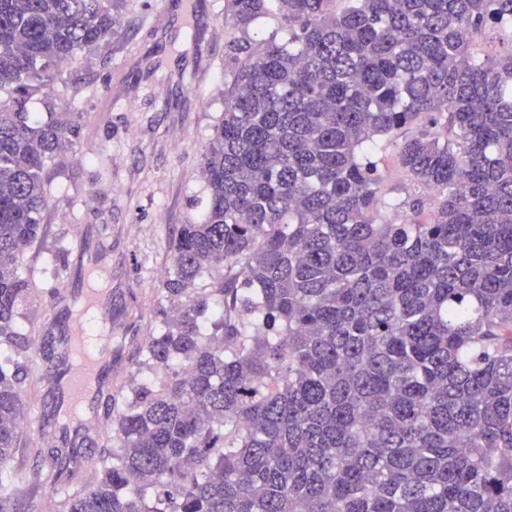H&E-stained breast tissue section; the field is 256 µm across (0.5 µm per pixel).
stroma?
<instances>
[{"mask_svg": "<svg viewBox=\"0 0 512 512\" xmlns=\"http://www.w3.org/2000/svg\"><path fill=\"white\" fill-rule=\"evenodd\" d=\"M112 36L82 54L61 77L76 97L35 98L32 111L75 112L73 149L49 166L51 196L40 245L28 250L23 276L36 286L27 305L31 338L47 333L55 306L49 289L77 288L59 280L49 262L78 233H112L106 259L113 309L125 310L118 336L156 335L172 303L161 292L172 266L169 238L179 224L199 223L207 192L201 154L224 117V0H126ZM384 190L401 200L422 189L400 173L396 149L381 140Z\"/></svg>", "mask_w": 512, "mask_h": 512, "instance_id": "1", "label": "stroma"}]
</instances>
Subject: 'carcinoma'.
<instances>
[{
	"label": "carcinoma",
	"instance_id": "cac0c4a2",
	"mask_svg": "<svg viewBox=\"0 0 512 512\" xmlns=\"http://www.w3.org/2000/svg\"><path fill=\"white\" fill-rule=\"evenodd\" d=\"M224 0L240 32L202 154L204 220L169 239L180 316L136 346L155 372L104 405L112 444L57 512H512V0ZM124 0H0V512L59 479L75 439L22 440L34 351L19 274L77 113L27 109L97 49ZM288 30L254 43L256 20ZM431 191L382 190L375 139ZM403 209L390 224L383 210ZM224 268L217 286L196 280ZM70 313L42 360L63 372ZM500 38H505V35L496 29L485 31L478 36L474 46V53L483 58L508 53L511 49V42L502 41Z\"/></svg>",
	"mask_w": 512,
	"mask_h": 512
}]
</instances>
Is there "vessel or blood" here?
I'll list each match as a JSON object with an SVG mask.
<instances>
[{
  "mask_svg": "<svg viewBox=\"0 0 512 512\" xmlns=\"http://www.w3.org/2000/svg\"><path fill=\"white\" fill-rule=\"evenodd\" d=\"M107 268L95 265L90 274L97 286L73 294L63 292L73 316L70 322L68 369L58 378L61 392L69 402V418L75 431L81 432L80 446L71 456L70 468L85 470L92 457L97 437L90 420L97 417L96 409L102 394L111 392L112 367L117 356V344L112 334V291L100 286Z\"/></svg>",
  "mask_w": 512,
  "mask_h": 512,
  "instance_id": "vessel-or-blood-1",
  "label": "vessel or blood"
}]
</instances>
